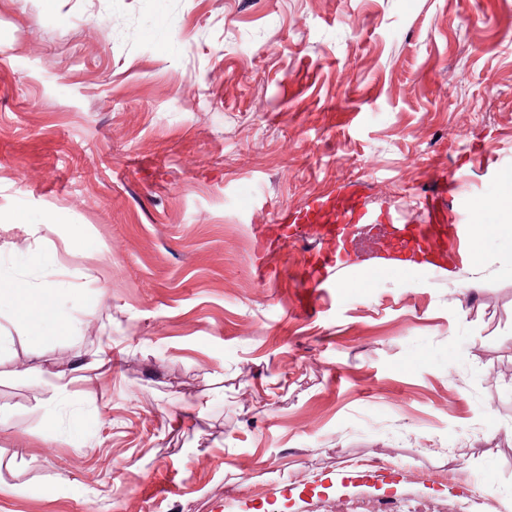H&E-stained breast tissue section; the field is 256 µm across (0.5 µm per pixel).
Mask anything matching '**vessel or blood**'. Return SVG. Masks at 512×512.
<instances>
[{"instance_id":"vessel-or-blood-1","label":"vessel or blood","mask_w":512,"mask_h":512,"mask_svg":"<svg viewBox=\"0 0 512 512\" xmlns=\"http://www.w3.org/2000/svg\"><path fill=\"white\" fill-rule=\"evenodd\" d=\"M391 214L371 212L365 199L355 188L342 194L315 200L295 216L293 224L317 225L326 239L325 250L315 253L307 261L302 273L306 287L323 288L329 285L333 270L341 266L348 254L347 229L352 224H379L392 222ZM293 224H266L256 231L258 243L283 241L290 237ZM453 230L449 224L404 225L391 245L401 260H448L449 254L440 247L441 239Z\"/></svg>"}]
</instances>
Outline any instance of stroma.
I'll use <instances>...</instances> for the list:
<instances>
[{"instance_id": "1", "label": "stroma", "mask_w": 512, "mask_h": 512, "mask_svg": "<svg viewBox=\"0 0 512 512\" xmlns=\"http://www.w3.org/2000/svg\"><path fill=\"white\" fill-rule=\"evenodd\" d=\"M450 173L499 223L512 0H0V278L57 290L0 305V512H512V245L470 290L354 234L308 313L320 242L255 238L351 184L436 224ZM47 289H41L40 299L37 303L31 305L25 301L20 303L21 313L31 323H40L54 317L55 310L49 301L45 298L44 294Z\"/></svg>"}]
</instances>
